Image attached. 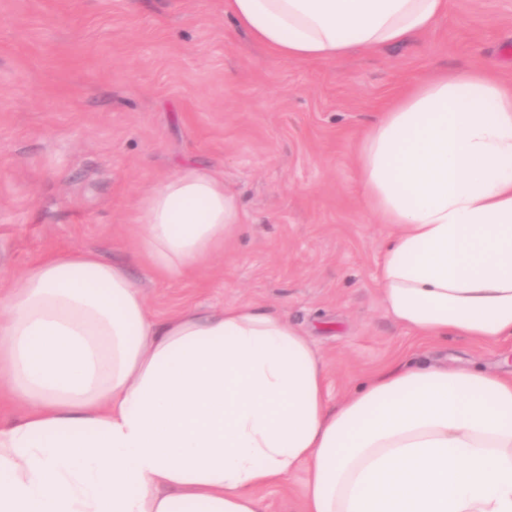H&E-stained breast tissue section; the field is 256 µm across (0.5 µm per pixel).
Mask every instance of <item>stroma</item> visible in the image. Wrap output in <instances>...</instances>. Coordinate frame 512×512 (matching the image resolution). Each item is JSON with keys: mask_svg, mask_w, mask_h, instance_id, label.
Wrapping results in <instances>:
<instances>
[{"mask_svg": "<svg viewBox=\"0 0 512 512\" xmlns=\"http://www.w3.org/2000/svg\"><path fill=\"white\" fill-rule=\"evenodd\" d=\"M512 82V0H448L403 42L294 62L258 45L224 0H0V293L40 259L92 251L126 264L159 318L251 302L309 333L331 404L406 353L512 367V340H428L375 283L389 232L359 200L355 147L397 92L437 74ZM186 165L242 212L223 253L160 278L131 259L141 195ZM304 474L257 492L298 512Z\"/></svg>", "mask_w": 512, "mask_h": 512, "instance_id": "1", "label": "stroma"}]
</instances>
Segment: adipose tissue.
<instances>
[{
    "label": "adipose tissue",
    "instance_id": "ef3b65f1",
    "mask_svg": "<svg viewBox=\"0 0 512 512\" xmlns=\"http://www.w3.org/2000/svg\"><path fill=\"white\" fill-rule=\"evenodd\" d=\"M277 55L325 61L432 28L447 0H229ZM392 228L381 303L417 336L512 339V85L485 70L403 89L358 150ZM224 182L188 166L139 199L135 256L194 273L237 232ZM301 329L250 303L153 316L126 267L45 256L0 301V512H263L304 470L301 512H512V371L415 359L330 406Z\"/></svg>",
    "mask_w": 512,
    "mask_h": 512
}]
</instances>
